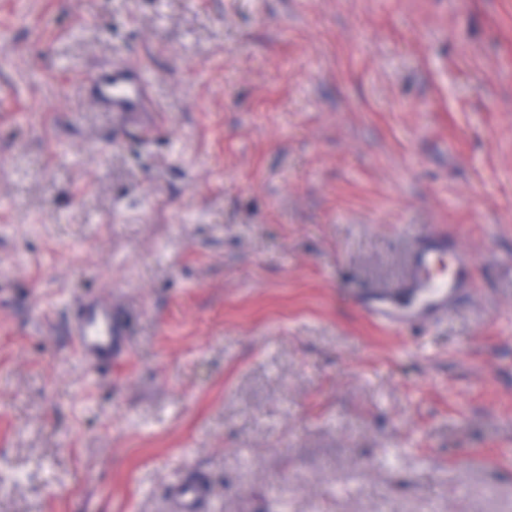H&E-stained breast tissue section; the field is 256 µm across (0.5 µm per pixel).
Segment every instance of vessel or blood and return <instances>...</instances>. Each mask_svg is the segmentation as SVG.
Instances as JSON below:
<instances>
[{
    "label": "vessel or blood",
    "instance_id": "1",
    "mask_svg": "<svg viewBox=\"0 0 512 512\" xmlns=\"http://www.w3.org/2000/svg\"><path fill=\"white\" fill-rule=\"evenodd\" d=\"M150 81L140 67L113 68L83 74L79 86L105 112L126 118L141 136H149L159 121V109L149 95ZM473 283V258L456 241L432 234L414 248L404 280L396 287L368 293L363 298L366 315L398 332L432 322L447 313L458 295ZM74 334L83 358L111 362L122 352V330L109 302L97 300L80 314ZM208 484L196 477L171 488L170 495L193 512L206 498Z\"/></svg>",
    "mask_w": 512,
    "mask_h": 512
}]
</instances>
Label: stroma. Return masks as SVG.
<instances>
[{
    "instance_id": "35a3bbf8",
    "label": "stroma",
    "mask_w": 512,
    "mask_h": 512,
    "mask_svg": "<svg viewBox=\"0 0 512 512\" xmlns=\"http://www.w3.org/2000/svg\"><path fill=\"white\" fill-rule=\"evenodd\" d=\"M113 63L150 138L76 89ZM438 232L476 288L365 316ZM195 475L200 512H512V0H0V512ZM74 335L78 336L79 352L85 359L108 363L123 353V333L110 302L96 300L85 307Z\"/></svg>"
}]
</instances>
